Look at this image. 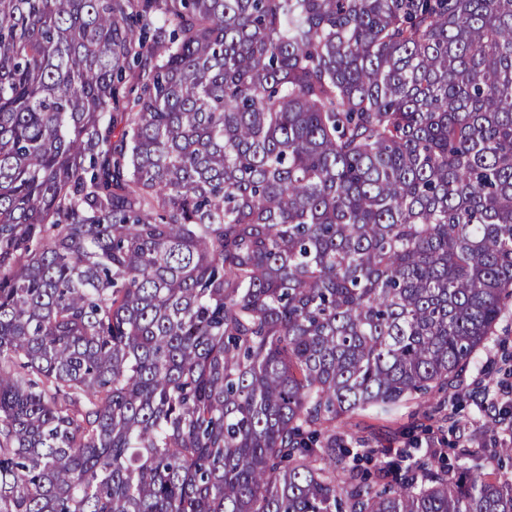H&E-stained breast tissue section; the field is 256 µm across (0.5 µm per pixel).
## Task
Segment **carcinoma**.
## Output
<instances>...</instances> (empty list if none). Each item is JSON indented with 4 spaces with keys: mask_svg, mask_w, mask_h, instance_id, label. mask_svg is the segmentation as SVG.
Returning <instances> with one entry per match:
<instances>
[{
    "mask_svg": "<svg viewBox=\"0 0 512 512\" xmlns=\"http://www.w3.org/2000/svg\"><path fill=\"white\" fill-rule=\"evenodd\" d=\"M511 303L512 0H0V512H512ZM512 352V310L509 308L500 319L495 336L487 349L479 350L469 363L453 379L449 391L456 392L459 401L456 405L454 419L460 427L469 426L468 433L478 428V435L488 444L494 443L493 436L486 432V419L481 415L480 404L487 398H496L502 392H512V378H507L501 371L502 355ZM484 424L483 427L481 425ZM353 427L360 435L367 437L373 446L377 441L387 444L388 441L393 442L392 446L397 447L403 445L409 437L417 436L421 441V448H427V441L443 440L442 448H453L456 441L457 431L452 432L449 429L450 423L445 424L443 431L437 430L432 421L427 420L422 415V410L418 406L416 400L407 401L400 405L390 416H376L371 412H361L354 416L351 420ZM426 424L430 431L424 432ZM456 432V433H455ZM427 433V434H426Z\"/></svg>",
    "mask_w": 512,
    "mask_h": 512,
    "instance_id": "1",
    "label": "carcinoma"
}]
</instances>
